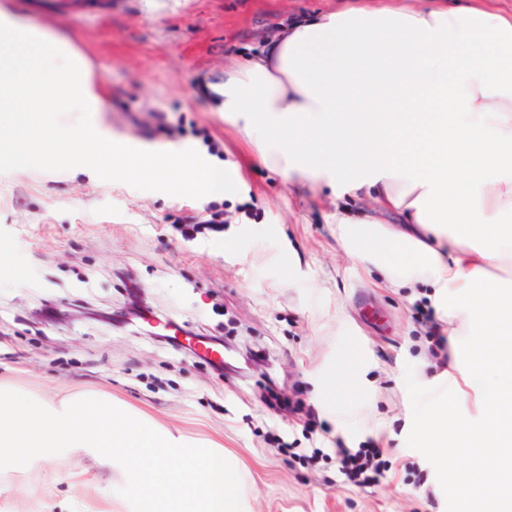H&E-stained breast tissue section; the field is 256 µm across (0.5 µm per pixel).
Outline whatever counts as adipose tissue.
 <instances>
[{"label":"adipose tissue","instance_id":"ef3b65f1","mask_svg":"<svg viewBox=\"0 0 512 512\" xmlns=\"http://www.w3.org/2000/svg\"><path fill=\"white\" fill-rule=\"evenodd\" d=\"M206 93L295 188H331L341 246L387 287L427 282L446 306L448 355L482 371V419L433 404L421 447L464 449L457 512H512V12L482 0H347L302 15ZM362 211H352L353 203Z\"/></svg>","mask_w":512,"mask_h":512}]
</instances>
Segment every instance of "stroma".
<instances>
[{
  "label": "stroma",
  "instance_id": "35a3bbf8",
  "mask_svg": "<svg viewBox=\"0 0 512 512\" xmlns=\"http://www.w3.org/2000/svg\"><path fill=\"white\" fill-rule=\"evenodd\" d=\"M15 13L70 39L103 97L102 126L141 145L195 146L238 168L236 193L199 199L91 183L67 171L0 173V377L52 393L106 391L173 431L212 440L244 476L250 512H456L461 482L445 478L414 432L426 399L478 421L457 402L448 366L413 315L429 284L386 288L381 273L341 249L326 191H298L257 164L224 115L197 89L224 63L260 50L265 36L339 0H12ZM214 206L224 230L184 240L176 224ZM12 268L23 277L9 276ZM154 314L193 336L218 337L261 372L217 371L207 358L110 325L86 309L120 313L130 283ZM356 384L325 395L346 355ZM315 410L355 448L383 441L379 483L346 487L336 462L280 455L270 432L297 448L322 445L299 420ZM61 458L0 474V512H60L43 485L70 470Z\"/></svg>",
  "mask_w": 512,
  "mask_h": 512
}]
</instances>
